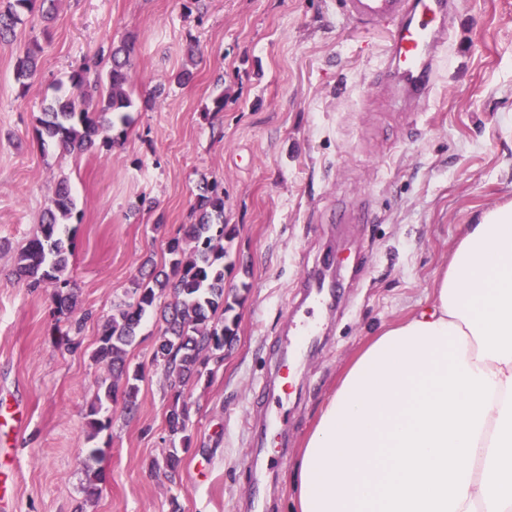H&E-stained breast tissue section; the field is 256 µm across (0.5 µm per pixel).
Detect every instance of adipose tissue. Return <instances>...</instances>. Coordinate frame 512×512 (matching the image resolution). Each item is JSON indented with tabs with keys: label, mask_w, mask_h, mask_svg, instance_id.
I'll return each mask as SVG.
<instances>
[{
	"label": "adipose tissue",
	"mask_w": 512,
	"mask_h": 512,
	"mask_svg": "<svg viewBox=\"0 0 512 512\" xmlns=\"http://www.w3.org/2000/svg\"><path fill=\"white\" fill-rule=\"evenodd\" d=\"M293 486L294 512H512V204L350 366Z\"/></svg>",
	"instance_id": "ef3b65f1"
}]
</instances>
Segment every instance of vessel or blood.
I'll use <instances>...</instances> for the list:
<instances>
[{"label": "vessel or blood", "mask_w": 512, "mask_h": 512, "mask_svg": "<svg viewBox=\"0 0 512 512\" xmlns=\"http://www.w3.org/2000/svg\"><path fill=\"white\" fill-rule=\"evenodd\" d=\"M456 7V0H340L342 16L358 27L391 29L380 77L397 86L398 101L404 105L421 103L433 91ZM302 287L313 304H325L330 296L318 269L307 274Z\"/></svg>", "instance_id": "obj_1"}]
</instances>
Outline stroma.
<instances>
[{
    "instance_id": "35a3bbf8",
    "label": "stroma",
    "mask_w": 512,
    "mask_h": 512,
    "mask_svg": "<svg viewBox=\"0 0 512 512\" xmlns=\"http://www.w3.org/2000/svg\"><path fill=\"white\" fill-rule=\"evenodd\" d=\"M35 33L24 15L0 43V488L6 512H289L291 465L350 361L424 307L466 227L512 202V0H461L429 100L402 113L371 81L385 35L342 17L336 0H56ZM133 37L129 124L112 145L75 154L35 134L42 108L85 59ZM44 51L27 84L15 62ZM190 71L186 84L174 82ZM223 106H216V99ZM76 208L75 351L51 291L14 275L60 178ZM224 187L238 229L224 260L241 294L237 337L211 382L187 385L191 445L180 477L156 468L169 447V382L152 362L162 324L129 350L143 366L138 409L112 404L108 429L85 414L107 378L92 352L144 260L193 223L203 181ZM337 269L323 334L293 366L284 423L265 393L284 358L287 322L303 319L299 286L322 257ZM248 271H241L240 262ZM23 414L16 429L13 410ZM103 452L102 492L84 463ZM277 467H267V459ZM41 53V45L37 38H33L22 51V54L17 57L15 63V76L16 80L22 85L25 84V80L31 78L35 73L37 61Z\"/></svg>"
}]
</instances>
